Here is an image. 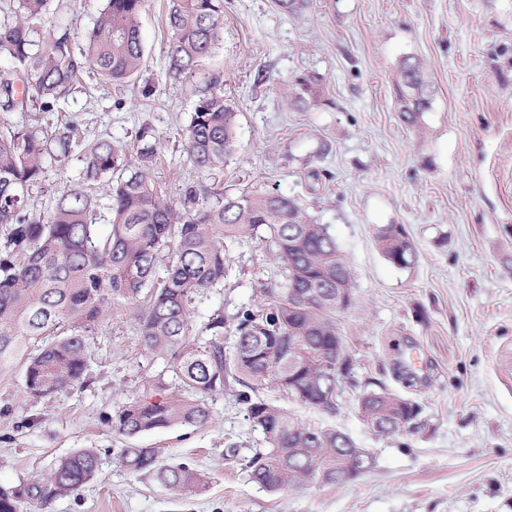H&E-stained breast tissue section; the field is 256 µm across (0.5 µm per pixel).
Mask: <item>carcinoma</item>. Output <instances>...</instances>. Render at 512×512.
Returning a JSON list of instances; mask_svg holds the SVG:
<instances>
[{
	"instance_id": "carcinoma-1",
	"label": "carcinoma",
	"mask_w": 512,
	"mask_h": 512,
	"mask_svg": "<svg viewBox=\"0 0 512 512\" xmlns=\"http://www.w3.org/2000/svg\"><path fill=\"white\" fill-rule=\"evenodd\" d=\"M13 20L0 25V110L27 102L45 108L71 90L89 68L100 79L124 84L141 71L144 44L140 16L144 0H104L78 51L67 30L57 29L37 45L51 0H17ZM170 33L165 67L174 77L194 73L219 42L224 28V0H170ZM25 86L17 98V83ZM400 119L415 124L430 106L433 85L420 60L402 61L395 78ZM237 113L224 100L219 81L196 102L184 132L186 153L194 166L214 170L234 148ZM76 124L67 122L51 138L16 127H0V372L20 365L25 388L33 397L67 391L86 383L89 345L85 333L114 301L145 300L138 335L155 356L173 363L181 393L167 399L145 394L118 407L112 424L124 436L156 429L205 424L206 397L224 391L233 377L253 427L267 448H256L245 467L248 479L277 492L306 483L340 485L337 475L351 466L343 433L312 427L259 396L254 385L270 380L304 405L336 410V351L343 348L332 314L336 285L351 287V270L335 238L312 222L294 196L256 188L233 194L217 183L189 185L169 204L151 182L156 148L144 143L136 165L110 189L109 231L97 224L95 188L119 167V150L109 141L87 143L81 182L60 193L47 215L28 211L29 190L48 160L67 155L76 143ZM54 141L56 152L48 148ZM270 232V244L285 279L282 297L270 314L245 310L238 317L232 353L224 350V313L209 316L208 336L193 334L192 299L224 279V250L235 240ZM378 245L392 263L405 267L413 249L402 227L390 225ZM169 252L165 274L157 276V258ZM72 322L79 331L54 341L48 336ZM305 363L288 375L290 356ZM364 421L383 434L402 430L414 405L385 389L360 395ZM120 461L135 474L153 477L177 494L205 488L194 469L159 463L153 448H123ZM99 456L80 449L60 460L46 479H35L27 496L45 506L88 484Z\"/></svg>"
}]
</instances>
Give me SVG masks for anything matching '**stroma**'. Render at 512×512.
Here are the masks:
<instances>
[{
    "mask_svg": "<svg viewBox=\"0 0 512 512\" xmlns=\"http://www.w3.org/2000/svg\"><path fill=\"white\" fill-rule=\"evenodd\" d=\"M167 2L145 0V61L133 85L90 78L53 108L0 112V125L51 133L68 119L80 136L127 155L147 133L161 152L151 181L170 203L187 185L216 181L300 198L351 266L352 303L336 314L350 373L332 414L271 383L258 393L304 423L347 434L372 466L342 485L269 492L250 482L243 461L266 441L231 378L209 397L204 425L121 435L118 406L177 390L166 361L138 336L142 303L125 302L89 334L84 386L34 398L22 367L0 373V489L32 512L31 480L92 448L94 479L41 512H512V0H310L296 15L276 0H224L220 41L177 80L165 68ZM102 4L52 0L47 28L83 43ZM407 58L421 60L434 84L412 126L398 116L393 85ZM213 78L239 123L223 169L205 172L189 161L183 133ZM303 80L313 93L293 103ZM84 164L77 150L48 163L30 210L50 212ZM391 224L413 246L408 266L378 246ZM282 282L266 240L235 241L223 283L193 300L194 332L220 309L232 344L239 313L271 312ZM367 388L418 405L419 428H370L358 409ZM130 447L198 470L205 489L177 495L128 472L119 452Z\"/></svg>",
    "mask_w": 512,
    "mask_h": 512,
    "instance_id": "obj_1",
    "label": "stroma"
}]
</instances>
